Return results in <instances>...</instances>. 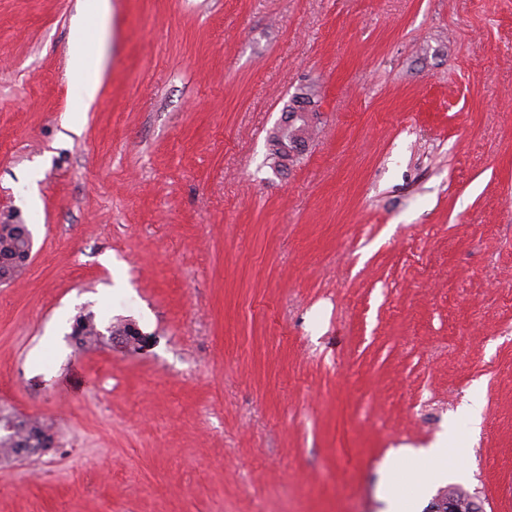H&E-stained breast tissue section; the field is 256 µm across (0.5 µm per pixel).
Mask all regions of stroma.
<instances>
[{
  "instance_id": "35a3bbf8",
  "label": "stroma",
  "mask_w": 512,
  "mask_h": 512,
  "mask_svg": "<svg viewBox=\"0 0 512 512\" xmlns=\"http://www.w3.org/2000/svg\"><path fill=\"white\" fill-rule=\"evenodd\" d=\"M0 0V512H383L480 389L462 486L512 512V0ZM319 90L302 156L269 137ZM149 343L81 348L59 316ZM111 13L110 0H82L70 28V52L66 78L78 93L76 103L66 112L65 126L77 131L84 120L87 107L96 98L99 81L89 73L86 49L101 44L103 26ZM27 236L32 237L27 224H0V256L8 257L27 246ZM22 426L27 427V436L25 438H19L18 430L16 429L13 433L0 437V447L13 448L14 451H16V448H19L17 454L22 456L30 452L29 448H44L48 446H45V443L51 436L47 435L46 430L39 422H30Z\"/></svg>"
}]
</instances>
